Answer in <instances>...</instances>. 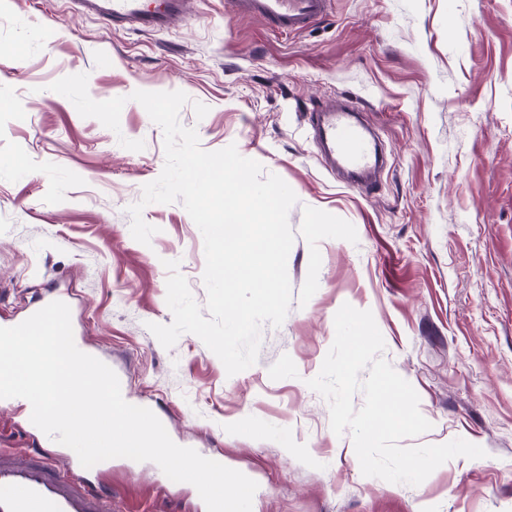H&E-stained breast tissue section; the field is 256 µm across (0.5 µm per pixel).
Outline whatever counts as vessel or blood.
<instances>
[{"mask_svg": "<svg viewBox=\"0 0 512 512\" xmlns=\"http://www.w3.org/2000/svg\"><path fill=\"white\" fill-rule=\"evenodd\" d=\"M78 4L85 13L139 30L167 28L186 12V0H78ZM235 4L239 14L294 33L314 25L326 13L328 0H235ZM357 112L354 104L330 103L309 114L325 152L354 184L383 167L375 140ZM79 469L76 463L62 467L50 450L0 448V512H114L111 490L91 485Z\"/></svg>", "mask_w": 512, "mask_h": 512, "instance_id": "vessel-or-blood-1", "label": "vessel or blood"}]
</instances>
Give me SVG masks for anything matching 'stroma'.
<instances>
[{
	"instance_id": "1",
	"label": "stroma",
	"mask_w": 512,
	"mask_h": 512,
	"mask_svg": "<svg viewBox=\"0 0 512 512\" xmlns=\"http://www.w3.org/2000/svg\"><path fill=\"white\" fill-rule=\"evenodd\" d=\"M191 3L181 23L132 31L73 0H0V323L46 289L69 293L84 347L176 444L256 481L252 512H512V0H329L290 34L236 16L231 0ZM83 72L94 100L126 97L119 132L50 91ZM137 90L185 92L179 120L204 150L236 145L298 198L289 312L263 324L256 363L235 375L197 336L167 349L147 328L172 321L165 261L205 304V254L178 202L144 208L150 245L131 235L128 208L165 162ZM334 98L359 102L386 150L371 189L344 183L316 146L309 110ZM346 303L372 312L384 359L432 424L404 446L462 438L485 457L416 486L362 474L306 384ZM45 445L22 403L0 405V448ZM82 475L120 512H206L149 461Z\"/></svg>"
}]
</instances>
